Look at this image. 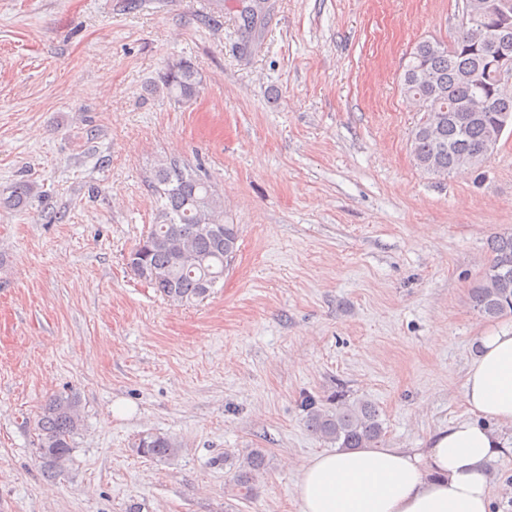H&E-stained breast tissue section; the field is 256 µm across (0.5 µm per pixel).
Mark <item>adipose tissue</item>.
<instances>
[{
  "label": "adipose tissue",
  "instance_id": "adipose-tissue-1",
  "mask_svg": "<svg viewBox=\"0 0 512 512\" xmlns=\"http://www.w3.org/2000/svg\"><path fill=\"white\" fill-rule=\"evenodd\" d=\"M463 389L471 419L435 435L425 451L359 448L313 457L296 484L300 512H490L486 464L504 447L480 421L512 427V324L481 336Z\"/></svg>",
  "mask_w": 512,
  "mask_h": 512
}]
</instances>
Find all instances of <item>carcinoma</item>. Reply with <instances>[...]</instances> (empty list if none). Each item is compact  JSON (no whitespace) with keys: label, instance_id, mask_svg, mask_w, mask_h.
Returning a JSON list of instances; mask_svg holds the SVG:
<instances>
[{"label":"carcinoma","instance_id":"obj_1","mask_svg":"<svg viewBox=\"0 0 512 512\" xmlns=\"http://www.w3.org/2000/svg\"><path fill=\"white\" fill-rule=\"evenodd\" d=\"M501 55L512 62V34L477 39L470 27H459L451 42L429 39L409 53L403 74L406 100L418 107L421 118L410 136V151L424 172L445 177L464 168L461 157L482 151L501 139L512 125V94L498 90L488 59ZM203 85L199 68L188 60L168 66L161 88L178 103L194 101ZM150 184L158 196L156 221L131 249L127 265L139 279L177 304L204 298L224 278L238 252V228L224 223V206L209 178L179 161L162 160ZM35 195V186L21 182L0 207L19 209ZM491 258L482 279L471 288L478 314L491 321L512 316V232L489 241ZM311 431L342 450L376 448L383 436L378 408L369 401L336 396L330 407L311 399L306 404ZM81 430L77 395L61 394L46 400L35 422L40 467L55 477L71 460L74 437ZM134 451L162 462L175 459L182 448L174 436L147 433ZM234 486L242 499L253 495L268 458L261 448H244L231 458Z\"/></svg>","mask_w":512,"mask_h":512}]
</instances>
